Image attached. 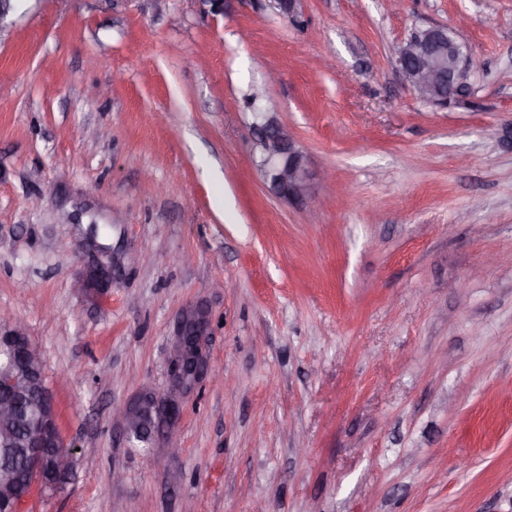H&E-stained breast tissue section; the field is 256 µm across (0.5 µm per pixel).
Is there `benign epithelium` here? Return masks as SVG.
<instances>
[{
  "label": "benign epithelium",
  "mask_w": 512,
  "mask_h": 512,
  "mask_svg": "<svg viewBox=\"0 0 512 512\" xmlns=\"http://www.w3.org/2000/svg\"><path fill=\"white\" fill-rule=\"evenodd\" d=\"M395 67L417 96L430 104L446 107L465 89L467 78L483 69L481 60L468 52L443 25L417 28L393 51ZM253 102H260L254 113V132L263 150L259 172L268 191L291 202L306 196L310 172L305 155L275 119V106L255 90ZM113 267L103 263L87 265L74 286L94 301L101 290L112 284ZM209 308L203 303L188 305L177 318L166 360L167 390L160 393L143 387L137 397L117 414L128 442L153 440L173 430L183 413L184 398L203 384L220 378L211 360L208 336ZM13 357V369L4 378L11 395L0 399V419L14 422L26 416V407L35 409L37 426L26 441L24 469L0 470V504L9 512H22L39 490L60 495L67 490L75 467V451L61 435L58 410L50 391L45 389L43 360L24 324L0 314V352Z\"/></svg>",
  "instance_id": "obj_1"
}]
</instances>
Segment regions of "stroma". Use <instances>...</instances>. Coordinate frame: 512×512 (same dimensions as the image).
Instances as JSON below:
<instances>
[{
	"instance_id": "obj_1",
	"label": "stroma",
	"mask_w": 512,
	"mask_h": 512,
	"mask_svg": "<svg viewBox=\"0 0 512 512\" xmlns=\"http://www.w3.org/2000/svg\"><path fill=\"white\" fill-rule=\"evenodd\" d=\"M432 24L484 62L445 107L392 60ZM260 84L305 203L257 169ZM510 134L512 0H18L0 312L77 449L66 493L24 512H512ZM93 258L115 269L94 304L72 287ZM195 303L226 382L131 446L114 411L165 390Z\"/></svg>"
}]
</instances>
